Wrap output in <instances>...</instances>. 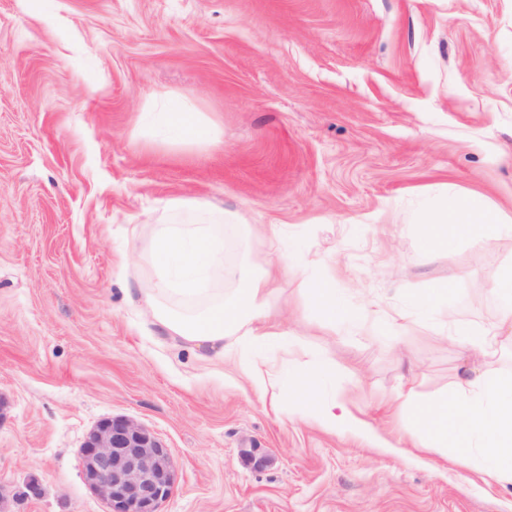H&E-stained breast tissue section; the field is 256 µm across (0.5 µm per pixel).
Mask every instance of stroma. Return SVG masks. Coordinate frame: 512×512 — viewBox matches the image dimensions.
<instances>
[{
    "instance_id": "obj_1",
    "label": "stroma",
    "mask_w": 512,
    "mask_h": 512,
    "mask_svg": "<svg viewBox=\"0 0 512 512\" xmlns=\"http://www.w3.org/2000/svg\"><path fill=\"white\" fill-rule=\"evenodd\" d=\"M172 102L212 143L139 123ZM178 197L233 216L228 264L269 259L242 225L282 227L295 266L272 302L326 362L309 393L365 429L290 413L281 347L260 353L265 395L153 324L136 253ZM457 197L512 214V0H0V485L40 483L20 512H106L80 448L124 415L171 450L161 512H512L511 484L420 453L387 405L406 382L421 406L456 397L474 364L512 375L511 328L488 356L448 340L497 321L489 274L512 266L506 229L424 249L421 215ZM329 280L383 315L321 329Z\"/></svg>"
}]
</instances>
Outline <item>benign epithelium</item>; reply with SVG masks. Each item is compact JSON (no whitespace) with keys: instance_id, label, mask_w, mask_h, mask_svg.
Returning a JSON list of instances; mask_svg holds the SVG:
<instances>
[{"instance_id":"obj_1","label":"benign epithelium","mask_w":512,"mask_h":512,"mask_svg":"<svg viewBox=\"0 0 512 512\" xmlns=\"http://www.w3.org/2000/svg\"><path fill=\"white\" fill-rule=\"evenodd\" d=\"M85 482L107 504L108 512H161L175 486V466L170 448L141 423L112 416L98 422L80 448ZM240 456L261 470L270 458L257 448H242ZM41 485L32 479L24 493L0 485V512L21 496L39 498Z\"/></svg>"}]
</instances>
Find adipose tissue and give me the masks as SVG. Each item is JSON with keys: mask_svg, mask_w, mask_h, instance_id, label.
<instances>
[{"mask_svg": "<svg viewBox=\"0 0 512 512\" xmlns=\"http://www.w3.org/2000/svg\"><path fill=\"white\" fill-rule=\"evenodd\" d=\"M162 132L184 143L210 139L209 128L196 113L179 105L165 112ZM168 207L189 213L191 220L185 224H157L152 229L147 258L156 283L147 290L144 303L154 323L167 335L207 347L216 356L233 358L255 388L265 389L278 373L254 359L253 351L282 343L292 349L298 346L296 340L287 339L284 331L267 322L271 282L276 271L288 263L276 228L265 229L272 255L266 268L229 266L224 262L223 209L186 198L171 199ZM422 222L423 240L429 247L447 243L452 226L477 243L512 226V219L503 211L479 209L466 198L423 217ZM218 278L235 284L232 298H225L223 289L214 287ZM491 280L502 301L497 327L483 330L474 340L468 333L457 332L456 342L489 348L495 342L498 326H512V266L495 270ZM323 372V364L317 361L294 366L296 409L330 429L359 427V420L339 410L336 400L320 401L308 394L311 382ZM460 386L468 390V397L443 398L424 408H414L409 389L396 392L393 401L411 412L410 425L421 438V448H452L463 461L477 462L489 479L512 484V377L492 380L473 368Z\"/></svg>", "mask_w": 512, "mask_h": 512, "instance_id": "obj_1", "label": "adipose tissue"}]
</instances>
